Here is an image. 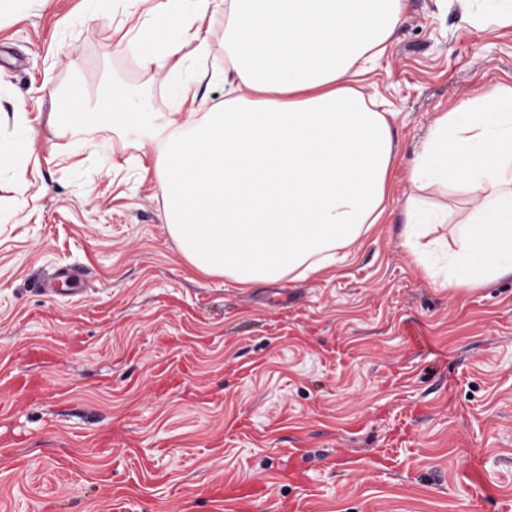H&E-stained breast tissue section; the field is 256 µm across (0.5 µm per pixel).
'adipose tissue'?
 <instances>
[{"label":"adipose tissue","instance_id":"adipose-tissue-1","mask_svg":"<svg viewBox=\"0 0 512 512\" xmlns=\"http://www.w3.org/2000/svg\"><path fill=\"white\" fill-rule=\"evenodd\" d=\"M405 10L406 0H156L146 22L126 19L142 65L177 71L204 60L203 23L223 16V102L195 112L185 84L186 111L161 113L120 86L94 106L72 87L50 123L79 147L103 129L136 133L140 178L161 195L194 271L243 288L306 279L388 210L398 115L354 80L384 56ZM15 124L23 132L0 144V171L22 179L44 144L25 113ZM410 184L403 247L430 283L477 288L512 275V86L436 113ZM451 191L472 201L455 223L440 202ZM443 225L454 249L429 236Z\"/></svg>","mask_w":512,"mask_h":512}]
</instances>
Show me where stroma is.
Returning <instances> with one entry per match:
<instances>
[{"label": "stroma", "instance_id": "stroma-1", "mask_svg": "<svg viewBox=\"0 0 512 512\" xmlns=\"http://www.w3.org/2000/svg\"><path fill=\"white\" fill-rule=\"evenodd\" d=\"M140 0H21L0 18V113L53 153L0 173V512H209L212 482L268 487L254 512H512V276L429 283L401 246L412 159L437 112L512 85V27L406 0L368 81L401 146L383 223L320 277L239 288L195 274L138 178L132 133L95 151L54 135L53 92L121 84L152 111L180 74L144 68L122 21ZM197 66L224 99V19ZM74 295L48 292L57 268Z\"/></svg>", "mask_w": 512, "mask_h": 512}]
</instances>
